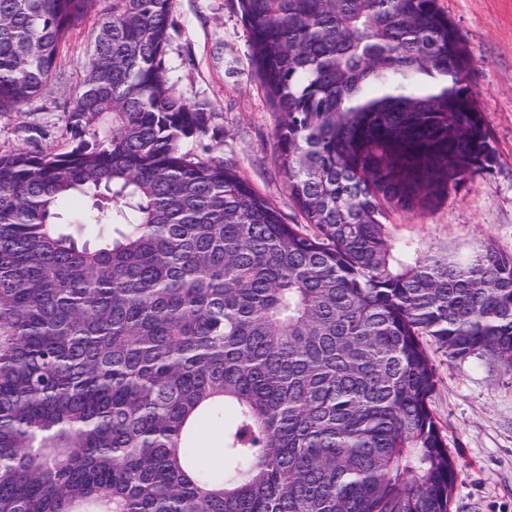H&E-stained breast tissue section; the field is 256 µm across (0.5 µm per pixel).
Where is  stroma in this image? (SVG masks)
Returning <instances> with one entry per match:
<instances>
[{"mask_svg":"<svg viewBox=\"0 0 512 512\" xmlns=\"http://www.w3.org/2000/svg\"><path fill=\"white\" fill-rule=\"evenodd\" d=\"M469 50L464 83L475 96L496 153L488 173L467 180L440 205L390 215L391 239L420 253L447 250L465 262L491 247L512 255V0H437ZM167 47L169 78L189 104L210 114L209 135L189 149L235 163L287 222L295 212L276 162L279 115L252 61L237 0H175ZM91 24L68 37L49 88L20 113L0 115V151L64 148V108L83 80ZM432 409L458 466L450 512H512V369L493 360L449 361L431 350Z\"/></svg>","mask_w":512,"mask_h":512,"instance_id":"35a3bbf8","label":"stroma"}]
</instances>
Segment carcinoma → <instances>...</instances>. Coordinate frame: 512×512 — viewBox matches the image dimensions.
Listing matches in <instances>:
<instances>
[{
  "instance_id": "carcinoma-1",
  "label": "carcinoma",
  "mask_w": 512,
  "mask_h": 512,
  "mask_svg": "<svg viewBox=\"0 0 512 512\" xmlns=\"http://www.w3.org/2000/svg\"><path fill=\"white\" fill-rule=\"evenodd\" d=\"M173 6L0 0V113L94 19L69 146L0 152V512H448L425 344L512 367V256L386 217L495 161L468 49L436 0H238L290 224L184 148L209 113L168 81Z\"/></svg>"
}]
</instances>
